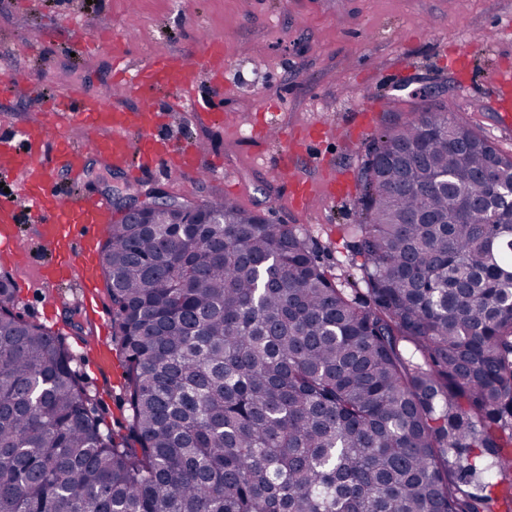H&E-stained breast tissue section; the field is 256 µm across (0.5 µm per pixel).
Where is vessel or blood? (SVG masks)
Masks as SVG:
<instances>
[{
  "label": "vessel or blood",
  "instance_id": "vessel-or-blood-1",
  "mask_svg": "<svg viewBox=\"0 0 512 512\" xmlns=\"http://www.w3.org/2000/svg\"><path fill=\"white\" fill-rule=\"evenodd\" d=\"M226 60L222 42L210 40L204 54L191 60L179 52L158 53L133 68L132 75L117 73L113 86L124 96L138 98L137 106L108 107L101 100L86 97L81 89L70 88L50 100L43 120L19 129L18 144L0 139V169L21 177L16 198L0 202V246L15 240L16 225H38L42 241L55 253V268L62 278L73 277L80 287L97 283L100 257L93 247L112 219V205L102 196L62 194L56 189L58 176L79 181L87 153H95L112 168L143 174L154 169L186 175L212 174L198 144L181 143L163 131L165 110H179L191 103L202 75L223 82ZM499 96L492 102L504 128L512 127V72L498 70L490 75ZM169 93L166 106H159L157 94ZM71 124L94 132L89 149L66 138L62 130ZM264 130H278L282 149L280 166L286 171V192L293 204H307L313 188L299 170L304 155L287 145V129L267 122Z\"/></svg>",
  "mask_w": 512,
  "mask_h": 512
}]
</instances>
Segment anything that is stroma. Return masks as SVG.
<instances>
[{
    "instance_id": "1",
    "label": "stroma",
    "mask_w": 512,
    "mask_h": 512,
    "mask_svg": "<svg viewBox=\"0 0 512 512\" xmlns=\"http://www.w3.org/2000/svg\"><path fill=\"white\" fill-rule=\"evenodd\" d=\"M209 38L223 41L230 59L223 86L199 87L220 118L201 121L185 108L170 113L167 129L204 143L223 178L150 171L134 181L91 153L84 193L113 200L158 186L198 202L228 197L270 223L306 229L329 274L344 278L351 256L341 227L358 221L360 171L387 126L444 105L512 153V131L499 127L489 107L488 81L493 70L512 67V0H0V80H16L0 94V132L40 119L43 99L28 92L27 80L44 94L77 87L103 98L118 59L133 65L177 51L194 58ZM30 41L39 51L23 56L18 46ZM463 47L468 65L450 67ZM367 101L375 108L365 113ZM267 104L289 134L321 128L312 147L329 168L346 172V199L317 188L304 209L286 203L280 146L251 132ZM17 234L12 256L0 258V273L17 290V312L61 335L106 427L126 435L125 364L111 326L101 329L103 349L83 348L92 326L74 305L75 282L43 279L51 254L35 225H19Z\"/></svg>"
}]
</instances>
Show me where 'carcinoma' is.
<instances>
[{"instance_id":"1","label":"carcinoma","mask_w":512,"mask_h":512,"mask_svg":"<svg viewBox=\"0 0 512 512\" xmlns=\"http://www.w3.org/2000/svg\"><path fill=\"white\" fill-rule=\"evenodd\" d=\"M361 181L362 289L226 198L108 226L121 439L0 281V512H512V156L434 106Z\"/></svg>"}]
</instances>
